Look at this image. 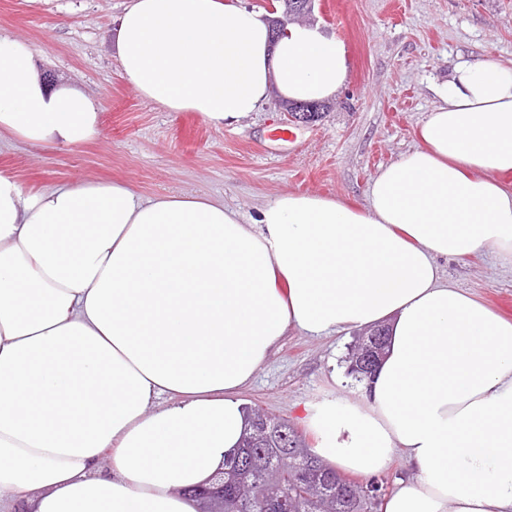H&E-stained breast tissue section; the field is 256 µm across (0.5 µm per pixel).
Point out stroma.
Segmentation results:
<instances>
[{
	"mask_svg": "<svg viewBox=\"0 0 512 512\" xmlns=\"http://www.w3.org/2000/svg\"><path fill=\"white\" fill-rule=\"evenodd\" d=\"M127 2L0 0V36L28 42L46 81L100 106L98 135L79 145L0 139V172L24 190L113 181L146 199L206 196L247 218L286 192L361 205L378 170L418 143L433 87L458 62L512 61V0H317L316 24L344 42L349 58L345 86L323 117L289 123L274 97L217 128L198 113L162 109L123 76L115 27ZM284 125L291 140H273ZM439 265L455 287L512 321V263L487 252ZM356 337L353 329L327 337L288 330L244 398L294 426L303 403L358 400L347 373Z\"/></svg>",
	"mask_w": 512,
	"mask_h": 512,
	"instance_id": "obj_1",
	"label": "stroma"
}]
</instances>
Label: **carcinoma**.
Instances as JSON below:
<instances>
[{
  "label": "carcinoma",
  "instance_id": "1",
  "mask_svg": "<svg viewBox=\"0 0 512 512\" xmlns=\"http://www.w3.org/2000/svg\"><path fill=\"white\" fill-rule=\"evenodd\" d=\"M275 437L250 428L244 448L224 463V512H277L281 502L292 512H363L366 501L376 499L381 485L363 488L315 455L298 457L294 464L274 475L278 456ZM317 466L316 483L298 480L297 472Z\"/></svg>",
  "mask_w": 512,
  "mask_h": 512
}]
</instances>
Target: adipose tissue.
I'll use <instances>...</instances> for the list:
<instances>
[{
	"mask_svg": "<svg viewBox=\"0 0 512 512\" xmlns=\"http://www.w3.org/2000/svg\"><path fill=\"white\" fill-rule=\"evenodd\" d=\"M116 49L144 98L216 127L274 91L328 100L348 72L340 39H272L231 0H129ZM434 94L419 146L357 208L288 192L248 223L208 197L27 192L0 172V512H197L189 492L237 452L242 393L288 329L377 324L387 353L359 401L303 406L313 454L364 477L405 456L380 512H512V322L437 265L512 261V64L463 62ZM98 112L0 37V137L77 145Z\"/></svg>",
	"mask_w": 512,
	"mask_h": 512,
	"instance_id": "1",
	"label": "adipose tissue"
}]
</instances>
